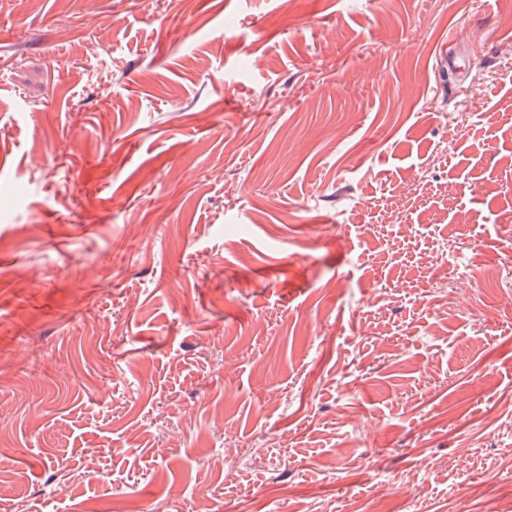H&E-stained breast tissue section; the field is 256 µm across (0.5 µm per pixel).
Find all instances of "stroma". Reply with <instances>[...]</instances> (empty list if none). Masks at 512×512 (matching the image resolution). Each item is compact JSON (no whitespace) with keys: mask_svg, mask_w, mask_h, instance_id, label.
Returning <instances> with one entry per match:
<instances>
[{"mask_svg":"<svg viewBox=\"0 0 512 512\" xmlns=\"http://www.w3.org/2000/svg\"><path fill=\"white\" fill-rule=\"evenodd\" d=\"M500 5L0 0V512L512 506Z\"/></svg>","mask_w":512,"mask_h":512,"instance_id":"1","label":"stroma"}]
</instances>
